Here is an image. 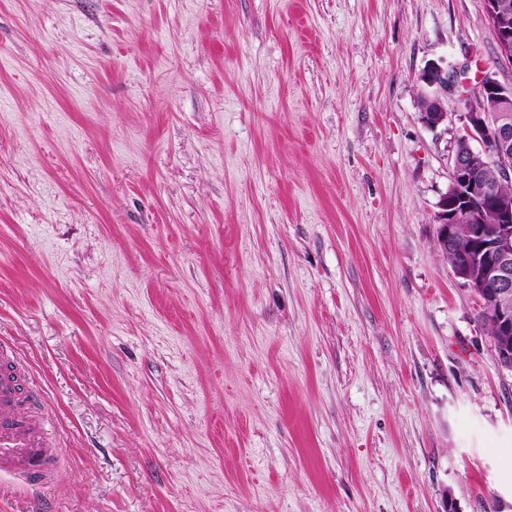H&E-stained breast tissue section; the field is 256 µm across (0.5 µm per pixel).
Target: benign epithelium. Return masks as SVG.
<instances>
[{"mask_svg": "<svg viewBox=\"0 0 512 512\" xmlns=\"http://www.w3.org/2000/svg\"><path fill=\"white\" fill-rule=\"evenodd\" d=\"M486 10L501 55L512 60L508 4L486 0ZM424 83L429 91L421 93L420 99L432 111L421 113V121L432 131L448 121L444 97L455 94L466 103L463 134L458 136L465 150L451 154L450 188L438 201L435 213L436 237L446 249L460 227H465L471 239V256L456 263L452 272L475 296L492 298L496 324L492 348L499 367L512 372V198L477 179L479 170L492 166L499 169L502 178L512 181V87L487 75L481 81V92L475 94L460 73L437 64L424 73ZM474 141L480 147H473ZM486 206L496 212L497 223H482Z\"/></svg>", "mask_w": 512, "mask_h": 512, "instance_id": "benign-epithelium-1", "label": "benign epithelium"}]
</instances>
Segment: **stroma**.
<instances>
[{"instance_id":"obj_1","label":"stroma","mask_w":512,"mask_h":512,"mask_svg":"<svg viewBox=\"0 0 512 512\" xmlns=\"http://www.w3.org/2000/svg\"><path fill=\"white\" fill-rule=\"evenodd\" d=\"M485 0H0V512H512V372L435 246ZM16 370L0 371V471L44 482L52 467L54 445L40 416L20 404L25 392Z\"/></svg>"}]
</instances>
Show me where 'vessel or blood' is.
<instances>
[{"instance_id": "obj_1", "label": "vessel or blood", "mask_w": 512, "mask_h": 512, "mask_svg": "<svg viewBox=\"0 0 512 512\" xmlns=\"http://www.w3.org/2000/svg\"><path fill=\"white\" fill-rule=\"evenodd\" d=\"M23 395L17 374L0 372V471L43 480L52 467L53 445L40 416L22 405Z\"/></svg>"}]
</instances>
